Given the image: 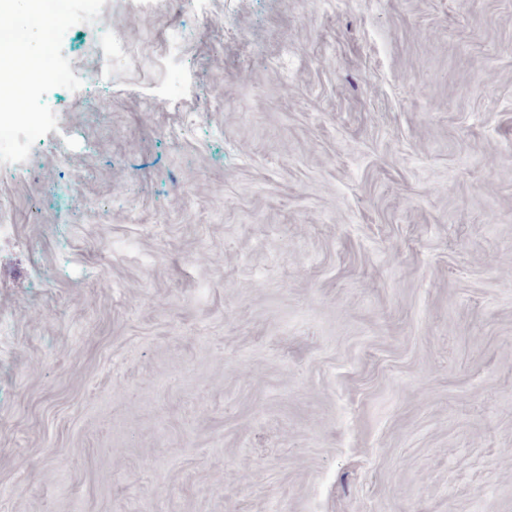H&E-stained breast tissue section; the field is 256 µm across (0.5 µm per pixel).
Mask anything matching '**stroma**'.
<instances>
[{"mask_svg":"<svg viewBox=\"0 0 512 512\" xmlns=\"http://www.w3.org/2000/svg\"><path fill=\"white\" fill-rule=\"evenodd\" d=\"M182 25L0 169V512H512V0ZM185 39L186 38L182 27L180 25L175 26L172 29L169 42L165 47V52L163 55V60L166 61L168 69V80L164 85V92L166 93L168 90H171L172 93L174 87H176V85L179 83V62Z\"/></svg>","mask_w":512,"mask_h":512,"instance_id":"stroma-1","label":"stroma"}]
</instances>
